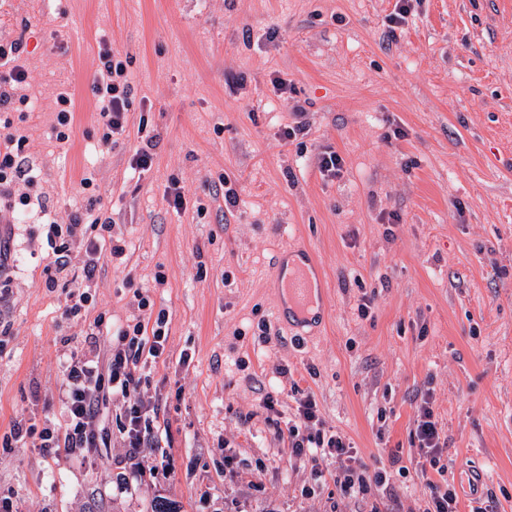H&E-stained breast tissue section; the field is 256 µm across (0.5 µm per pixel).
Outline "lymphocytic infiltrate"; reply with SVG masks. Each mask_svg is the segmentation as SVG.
Instances as JSON below:
<instances>
[{
    "label": "lymphocytic infiltrate",
    "mask_w": 512,
    "mask_h": 512,
    "mask_svg": "<svg viewBox=\"0 0 512 512\" xmlns=\"http://www.w3.org/2000/svg\"><path fill=\"white\" fill-rule=\"evenodd\" d=\"M22 47L18 40L0 41V111L11 110L20 101L17 89L27 79L25 70L16 63ZM99 61L100 72L92 84V92L98 103V121L104 129L102 141L108 145L127 130L131 86L125 66L111 46L101 48ZM27 142L24 134L0 135V203L10 211L27 207L31 202L29 189L34 186L35 177L25 166ZM80 186L88 196L85 212L70 214L65 224L52 220L44 225L47 242L55 255L52 265L44 271V286L67 289L63 310L67 318L79 316L91 304L87 287L100 271L102 252H109L113 257L125 252L124 246L110 237L111 218L95 212L97 184L85 177ZM86 226L96 230V237H82ZM78 241L84 246V259L76 270L72 267V253ZM164 325L165 318L161 315L150 328L140 319L126 325L118 332L119 346L105 359L100 358L95 341L89 342L86 348L71 351L62 365L63 383L59 390L65 407L63 424L40 430L31 425H14L9 434L0 438V446L14 448L30 443L49 455L57 454L62 448L87 452L101 447L109 436L103 409L119 400L123 403L119 426L127 447L134 451L151 447L154 434L148 424L149 408L141 397L142 379L137 366L143 354L155 358L162 355L166 341ZM415 437L420 451V472L426 478L423 512H458L457 493L443 480L448 472V465L443 461L445 441L430 401H423L418 408ZM288 438L295 455L312 459L320 455L346 458V467L336 475V484L345 494L363 495L371 486L386 485L391 479L387 472L372 469L343 434L325 432L312 394L305 393L297 399Z\"/></svg>",
    "instance_id": "1"
}]
</instances>
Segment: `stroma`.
I'll return each mask as SVG.
<instances>
[{"mask_svg": "<svg viewBox=\"0 0 512 512\" xmlns=\"http://www.w3.org/2000/svg\"><path fill=\"white\" fill-rule=\"evenodd\" d=\"M395 4L0 0V40H22L34 105L13 122L29 138L31 195L65 224L87 207L79 180L93 176L96 208L126 245L94 280V307L67 319L65 290L42 284L53 254L38 207L0 226L13 279L0 303V436L18 421L61 423L62 362L97 317L133 322L139 291L167 319L163 356L137 368L154 447L135 466L117 433L86 458L0 449V498L17 512H151L160 498L179 512H418L425 397L458 512H512V0H418L394 28ZM105 44L132 85L127 131L110 147L91 90ZM64 89L74 124L61 144ZM298 106L308 126L282 139ZM144 131L160 141L138 175ZM326 151L344 160L337 176L319 168ZM299 246L325 290L302 333L279 319L271 286ZM301 390L324 429L392 472L389 488L346 495L334 481L342 460L292 455ZM268 393L276 411L261 406ZM58 112L56 113V125L54 126L55 139L58 142H67L70 138V128L73 116L74 101L67 90L57 97Z\"/></svg>", "mask_w": 512, "mask_h": 512, "instance_id": "35a3bbf8", "label": "stroma"}]
</instances>
